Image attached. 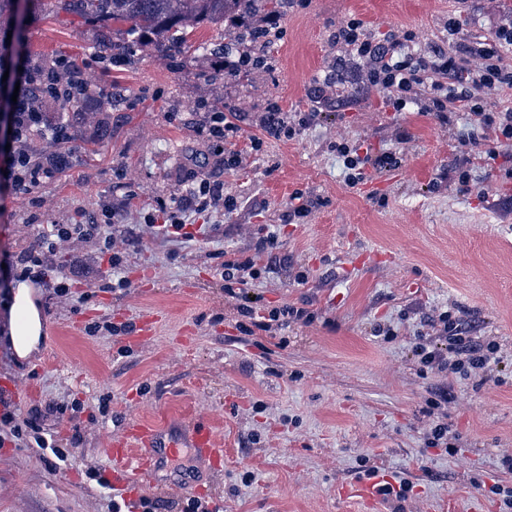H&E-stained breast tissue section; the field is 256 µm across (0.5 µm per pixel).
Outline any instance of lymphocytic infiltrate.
<instances>
[{
	"mask_svg": "<svg viewBox=\"0 0 512 512\" xmlns=\"http://www.w3.org/2000/svg\"><path fill=\"white\" fill-rule=\"evenodd\" d=\"M415 35L406 31L400 36L380 40L375 38L367 24L351 18L339 26L332 37L338 49L340 66L355 65L357 79L379 90L386 106L401 112L407 105L420 104L422 113L447 119L457 111L467 112L474 129L467 136L468 144H475V132L492 133L497 145L512 148V109L494 111L486 100L492 92L512 89V59L506 51L512 48V24L498 26L492 42H477L461 54L435 49L422 55L408 53L406 47ZM82 66L61 57L51 66L33 67L25 74L17 100L12 105L11 136L18 147L13 150L6 168V181L14 193H30L34 188L53 178L62 168V161L46 166L32 154L20 148L21 143L39 136L54 141L68 139L70 128L62 123L46 120L33 104L38 99L51 97L66 102L83 103L89 96V87ZM347 171L346 181L357 186L367 178L368 168H388L395 165V154L377 157L361 154L357 145L339 141L333 145ZM233 200L224 194L222 182L206 177L180 195L172 207L165 210V220L159 225L161 235L180 233L185 227L186 211L202 212L211 208H230ZM119 218L115 211L103 209L100 216L79 218L71 224H54L43 231L37 250L14 255L0 254V306L9 302L8 283L15 273H22L42 287L52 289L59 297L68 296L67 277H50L49 257L60 242L70 239H94L109 251V264L119 267L122 258L112 250V242ZM414 354L425 365L437 364L452 373L467 378L483 374L498 361V346L483 344L468 336L454 337L449 354H442L426 340H419ZM41 412L31 411L21 417L14 403L0 401V447L8 442L25 441L41 449H51L59 461H67L69 450L57 446L43 426Z\"/></svg>",
	"mask_w": 512,
	"mask_h": 512,
	"instance_id": "1",
	"label": "lymphocytic infiltrate"
}]
</instances>
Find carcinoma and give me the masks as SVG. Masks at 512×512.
<instances>
[{"label": "carcinoma", "instance_id": "cac0c4a2", "mask_svg": "<svg viewBox=\"0 0 512 512\" xmlns=\"http://www.w3.org/2000/svg\"><path fill=\"white\" fill-rule=\"evenodd\" d=\"M269 7L282 8V0H59L56 7L82 19L112 26L117 35H137V44L145 35L154 37L159 52H179L177 34L205 22L218 23L232 13ZM48 0H32V8L21 15L18 0H0V39L26 25L30 18L44 12Z\"/></svg>", "mask_w": 512, "mask_h": 512}]
</instances>
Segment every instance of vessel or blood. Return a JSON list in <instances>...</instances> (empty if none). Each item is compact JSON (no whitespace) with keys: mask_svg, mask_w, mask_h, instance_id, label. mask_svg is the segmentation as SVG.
<instances>
[{"mask_svg":"<svg viewBox=\"0 0 512 512\" xmlns=\"http://www.w3.org/2000/svg\"><path fill=\"white\" fill-rule=\"evenodd\" d=\"M183 448L191 449L209 465L212 474H221L224 444L209 422L199 420L176 428L155 423H129L120 436L113 438L108 449L113 488L123 490L150 485L158 469Z\"/></svg>","mask_w":512,"mask_h":512,"instance_id":"obj_1","label":"vessel or blood"}]
</instances>
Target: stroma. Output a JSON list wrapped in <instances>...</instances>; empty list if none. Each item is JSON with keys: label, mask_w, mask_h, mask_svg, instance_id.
Segmentation results:
<instances>
[{"label": "stroma", "mask_w": 512, "mask_h": 512, "mask_svg": "<svg viewBox=\"0 0 512 512\" xmlns=\"http://www.w3.org/2000/svg\"><path fill=\"white\" fill-rule=\"evenodd\" d=\"M456 0H296L281 34L265 46L270 70L225 73L203 42L230 41L237 29L206 23L182 53L139 47L134 64L103 63L112 31L61 12L30 20L24 59L64 56L83 62L91 89L113 87L112 102L92 105L94 122H73L68 166L25 195L0 192V250L35 249L41 225L72 223L78 210L121 214L114 242L125 254L128 287L103 290L94 276L109 269L95 241L61 244L54 274H76L77 299L35 287L42 317L38 354L25 358L0 337V385L21 411L54 406L55 436L80 441L67 466L26 443L0 447V512H108L106 489L88 476L109 469L107 444L132 420L209 421L224 442V473L209 481L204 463L181 454L161 469L143 496L181 512L197 486L222 512H501L498 498L475 484L497 478L512 455V149L495 161L459 142L465 113L449 121L417 106L396 112L367 86L337 87L346 106L324 103L313 125L287 140H263V111L313 107L316 83L336 74L328 44L349 18L376 34L404 28L411 53L462 50L512 19V0H470L471 18L456 40L445 24ZM242 112L239 138L201 132L205 113ZM408 133L400 141V133ZM349 138L372 155L396 153L398 167L369 171L351 187L331 149ZM241 163L228 169L224 157ZM198 174L222 181L233 209L188 213L193 238H165L147 224ZM317 205L289 220L293 193ZM278 231L274 248L258 250L262 227ZM379 261L362 263L366 253ZM253 260L258 278L245 286L265 308L293 306L311 322L264 332L224 293L215 270ZM449 310L462 335L492 340L501 358L484 383L422 369L419 336L447 351L428 322ZM151 335L139 334L143 320ZM109 320L126 334L91 335ZM109 413L97 414L100 402ZM444 418L459 452L426 445ZM398 476L413 491L402 501L365 505L344 489L368 468Z\"/></svg>", "instance_id": "obj_1"}]
</instances>
